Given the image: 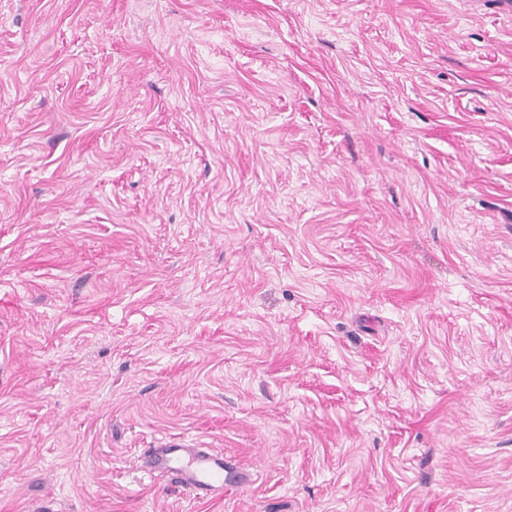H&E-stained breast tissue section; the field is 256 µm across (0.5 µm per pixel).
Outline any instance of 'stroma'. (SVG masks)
I'll return each instance as SVG.
<instances>
[{
    "label": "stroma",
    "mask_w": 512,
    "mask_h": 512,
    "mask_svg": "<svg viewBox=\"0 0 512 512\" xmlns=\"http://www.w3.org/2000/svg\"><path fill=\"white\" fill-rule=\"evenodd\" d=\"M0 512H512V0H0ZM150 470L169 473L182 485L203 495L224 489V453L212 448H189L185 443H166L151 448L144 457Z\"/></svg>",
    "instance_id": "obj_1"
}]
</instances>
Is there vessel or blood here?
I'll return each instance as SVG.
<instances>
[{
    "mask_svg": "<svg viewBox=\"0 0 512 512\" xmlns=\"http://www.w3.org/2000/svg\"><path fill=\"white\" fill-rule=\"evenodd\" d=\"M144 464L169 473L182 485L205 495L224 487V454L211 448H191L182 442H170L150 449Z\"/></svg>",
    "mask_w": 512,
    "mask_h": 512,
    "instance_id": "vessel-or-blood-1",
    "label": "vessel or blood"
}]
</instances>
